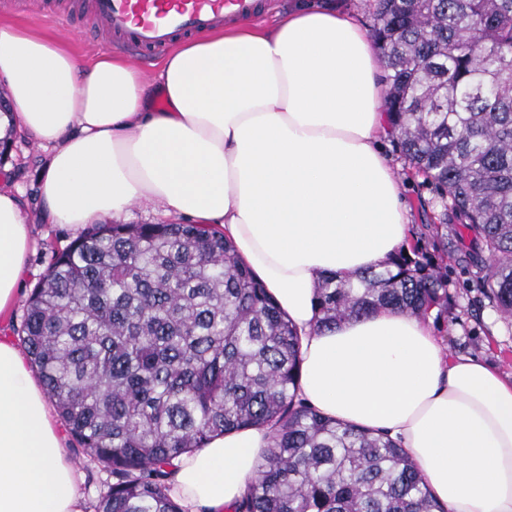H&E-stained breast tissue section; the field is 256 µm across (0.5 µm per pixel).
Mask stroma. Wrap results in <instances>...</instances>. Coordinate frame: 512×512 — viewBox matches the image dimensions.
<instances>
[{
  "instance_id": "obj_1",
  "label": "stroma",
  "mask_w": 512,
  "mask_h": 512,
  "mask_svg": "<svg viewBox=\"0 0 512 512\" xmlns=\"http://www.w3.org/2000/svg\"><path fill=\"white\" fill-rule=\"evenodd\" d=\"M86 0H0V20L38 27L61 37H73L78 55L91 57L104 51L107 32L95 24L85 6ZM385 152L401 183L403 200L409 209V223L418 226L424 215L442 211L437 192L414 177L408 163L393 142ZM49 152L35 144L24 132L12 134V150L0 162V186L20 197L32 229L34 250L23 277L21 301L9 316L0 318V334L20 341L25 314L24 300L46 273L57 254L66 249L75 235L66 227L47 223L39 197V184ZM448 320L432 324L446 354L478 356L512 377V317L503 316L484 297L473 272L464 265H448ZM65 446L82 475L86 501L97 500L107 491L111 476L80 447L73 437Z\"/></svg>"
}]
</instances>
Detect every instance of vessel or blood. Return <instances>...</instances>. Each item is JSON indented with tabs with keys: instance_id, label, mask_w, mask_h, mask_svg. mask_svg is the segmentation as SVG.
<instances>
[{
	"instance_id": "obj_1",
	"label": "vessel or blood",
	"mask_w": 512,
	"mask_h": 512,
	"mask_svg": "<svg viewBox=\"0 0 512 512\" xmlns=\"http://www.w3.org/2000/svg\"><path fill=\"white\" fill-rule=\"evenodd\" d=\"M256 0H90L92 17L132 53L165 49L174 36L251 14Z\"/></svg>"
}]
</instances>
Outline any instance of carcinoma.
I'll return each instance as SVG.
<instances>
[{
  "label": "carcinoma",
  "instance_id": "1",
  "mask_svg": "<svg viewBox=\"0 0 512 512\" xmlns=\"http://www.w3.org/2000/svg\"><path fill=\"white\" fill-rule=\"evenodd\" d=\"M392 139L443 203L379 271L318 285L319 326L379 308L448 317L455 261L512 317V0H375ZM22 342L74 439L109 470L94 512H183L174 461L265 427L257 480L232 512H446L394 441L298 396L300 336L223 233L101 224L63 250L26 302Z\"/></svg>",
  "mask_w": 512,
  "mask_h": 512
}]
</instances>
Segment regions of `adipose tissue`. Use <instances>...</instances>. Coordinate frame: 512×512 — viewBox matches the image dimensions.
Wrapping results in <instances>:
<instances>
[{
    "instance_id": "ef3b65f1",
    "label": "adipose tissue",
    "mask_w": 512,
    "mask_h": 512,
    "mask_svg": "<svg viewBox=\"0 0 512 512\" xmlns=\"http://www.w3.org/2000/svg\"><path fill=\"white\" fill-rule=\"evenodd\" d=\"M384 62L333 0H288L171 42L153 77L120 55L78 57L49 32L0 23L8 128L50 156L40 194L82 232L134 204L220 230L301 337L299 396L327 417L398 440L448 512H512V378L446 357L426 322L392 309L318 328L327 276L378 268L408 239L383 145ZM163 107H154L155 98ZM33 244L0 189V313ZM264 428L183 455L185 512H230L256 480ZM0 512H86L64 436L22 351L0 337Z\"/></svg>"
}]
</instances>
